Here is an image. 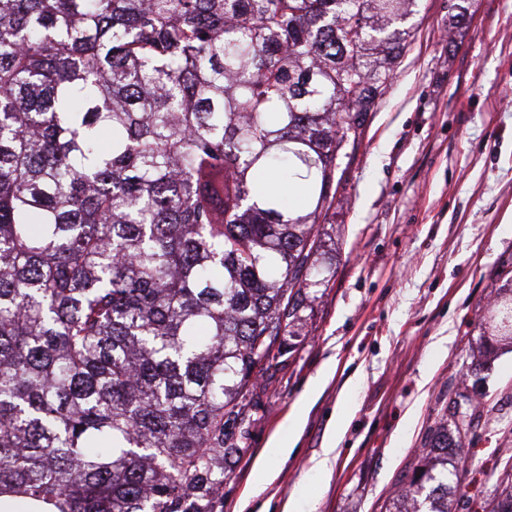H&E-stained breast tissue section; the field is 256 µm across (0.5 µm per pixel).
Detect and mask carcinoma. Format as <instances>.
<instances>
[{
  "instance_id": "1",
  "label": "carcinoma",
  "mask_w": 512,
  "mask_h": 512,
  "mask_svg": "<svg viewBox=\"0 0 512 512\" xmlns=\"http://www.w3.org/2000/svg\"><path fill=\"white\" fill-rule=\"evenodd\" d=\"M417 0H0V494L224 512ZM483 322L512 340V297ZM451 401L405 479L448 512ZM454 436L448 440V419ZM490 512H512V468Z\"/></svg>"
}]
</instances>
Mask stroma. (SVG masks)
<instances>
[{
  "label": "stroma",
  "mask_w": 512,
  "mask_h": 512,
  "mask_svg": "<svg viewBox=\"0 0 512 512\" xmlns=\"http://www.w3.org/2000/svg\"><path fill=\"white\" fill-rule=\"evenodd\" d=\"M410 22L396 79L316 227L327 281L308 289L235 431L224 512H380L452 389L483 416L450 512H482L512 460V348L485 353L477 318L512 289V0H421ZM337 422L336 457L316 468ZM275 435L296 445L264 479L256 464Z\"/></svg>",
  "instance_id": "1"
}]
</instances>
